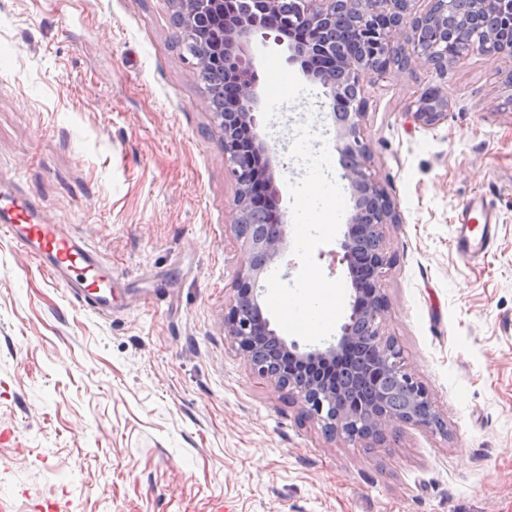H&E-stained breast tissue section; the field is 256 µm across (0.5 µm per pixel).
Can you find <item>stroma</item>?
Masks as SVG:
<instances>
[{"mask_svg": "<svg viewBox=\"0 0 512 512\" xmlns=\"http://www.w3.org/2000/svg\"><path fill=\"white\" fill-rule=\"evenodd\" d=\"M171 15L169 0H0V188L98 249L113 289L101 316L0 234V512H512V69L475 51L361 84L400 215L381 333L447 425L367 448L326 435L224 337L237 185ZM250 50L287 212L262 310L300 351L323 349L353 293L328 258L353 207L331 100L287 43ZM430 87L448 118L424 127L409 112ZM313 182L335 199L323 227L307 219ZM473 199L494 239L465 259L455 229ZM311 276L339 293L313 335L276 306Z\"/></svg>", "mask_w": 512, "mask_h": 512, "instance_id": "stroma-1", "label": "stroma"}]
</instances>
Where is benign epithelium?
Segmentation results:
<instances>
[{
  "label": "benign epithelium",
  "mask_w": 512,
  "mask_h": 512,
  "mask_svg": "<svg viewBox=\"0 0 512 512\" xmlns=\"http://www.w3.org/2000/svg\"><path fill=\"white\" fill-rule=\"evenodd\" d=\"M411 0H171L176 42L190 55L193 74L213 70L235 88L220 112L212 113L221 134L224 160L238 185L233 200L236 236L244 241L238 274L239 286L224 309V335L250 370L299 402L307 417L319 422L325 433L347 442L384 444L406 425L447 433L433 397L418 380L403 351L380 333L388 308L379 281L390 263L385 248V228L397 224L394 203L377 176L364 142L362 119L366 103L359 97L364 77H384L391 70L370 67L373 58H393L405 53L397 34L408 30L412 52L405 65L424 62L439 71L459 63L473 51L492 53L512 64V0H432L429 10L411 16ZM262 30L286 32L292 38L288 61L330 91L341 178L352 192L353 213L340 242L328 253L331 266L347 267L354 291L351 313L340 327L336 342L326 349L299 352L296 344L279 338L263 317L255 288L265 267L285 250V212L274 209L272 223H256L259 209L250 204L256 183L275 185L273 157L256 132L261 98L250 53L252 37ZM461 41L453 56L432 51L430 42L450 37ZM351 41L365 55H346ZM415 122L439 124L448 116V99L429 88L414 102ZM367 351L345 367L346 388L328 375L297 373L282 362L326 363L343 349ZM427 406L432 419L422 421L413 410Z\"/></svg>",
  "instance_id": "7a95c632"
}]
</instances>
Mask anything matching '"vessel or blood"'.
<instances>
[{"instance_id": "b4317fda", "label": "vessel or blood", "mask_w": 512, "mask_h": 512, "mask_svg": "<svg viewBox=\"0 0 512 512\" xmlns=\"http://www.w3.org/2000/svg\"><path fill=\"white\" fill-rule=\"evenodd\" d=\"M24 201L0 200V232L10 236L21 250L38 262L53 280L68 288L97 313L112 312V274L108 264L81 238L63 233L56 224L31 223ZM493 239L492 215L480 201L462 209L456 226V246L470 257L488 248Z\"/></svg>"}]
</instances>
